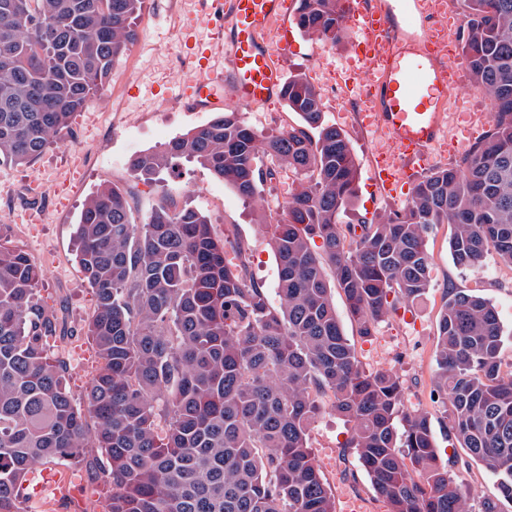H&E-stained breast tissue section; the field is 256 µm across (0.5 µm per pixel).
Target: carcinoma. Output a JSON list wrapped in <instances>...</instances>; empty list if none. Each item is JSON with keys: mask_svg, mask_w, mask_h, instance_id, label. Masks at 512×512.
<instances>
[{"mask_svg": "<svg viewBox=\"0 0 512 512\" xmlns=\"http://www.w3.org/2000/svg\"><path fill=\"white\" fill-rule=\"evenodd\" d=\"M347 0H299L297 25L337 44ZM145 0H0V167L58 143L100 97L138 38ZM463 59L490 102L491 125L462 160L437 167L406 207L340 224L360 175L347 134L324 120L321 92L289 73L283 100L300 124L260 130L220 112L162 148L131 158L152 181L182 158L241 198L277 170L299 175L264 220L280 304L250 275L246 249L209 217L161 204L138 222L131 192L103 184L75 229V261L96 297L80 328L98 365L80 397L67 385L58 319L37 297L42 269L0 235V512H35L21 488L51 460L106 473L103 512H336L309 442L322 396L354 425L351 448L388 512H472L426 415L405 407L391 370L369 371L344 334L326 269L358 334L375 336L397 305L430 285L428 235L451 227L454 264L493 252L512 268V0H456ZM273 166H256L258 155ZM232 249L234 260L227 259ZM495 306L455 288L439 313L433 393L448 435L499 476L512 502V372L501 371Z\"/></svg>", "mask_w": 512, "mask_h": 512, "instance_id": "1", "label": "carcinoma"}]
</instances>
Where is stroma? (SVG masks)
<instances>
[{
	"label": "stroma",
	"mask_w": 512,
	"mask_h": 512,
	"mask_svg": "<svg viewBox=\"0 0 512 512\" xmlns=\"http://www.w3.org/2000/svg\"><path fill=\"white\" fill-rule=\"evenodd\" d=\"M191 0H146L138 19L139 38L116 62L109 91L125 93L126 109L104 112L96 123L86 121L85 113H75L57 144L51 145L32 163L0 168V233L43 265L39 288L41 302L52 307L70 336L64 342L70 353L67 383L74 394H81L97 365L93 342L79 335L95 297L74 260V232L80 212L89 195L104 183L131 184L134 192L135 219H142L158 205L179 208L193 204L210 218L218 237L240 242L248 249L249 271L265 288L272 305H279L278 267L260 219L264 212H277L288 196L293 181L283 171L262 185L263 204L244 202L229 186L216 180L208 170L193 162H179L175 170L162 173L156 182H131L128 161L140 152L159 147L187 130L206 124L212 115L194 112L158 101L155 92L170 77L172 60L186 56L187 50L176 36L156 24V17L190 19ZM356 36L346 29L340 44L309 38L296 24L288 26L289 71H299L322 93H329L336 81V66L347 56L349 43ZM136 82L140 93L127 95L128 82ZM325 120L345 130L359 164L360 178L354 209L341 217L342 223L370 218L388 209L405 206L410 190L390 197L379 192L370 178L372 133L359 120L343 117L325 107ZM80 145L91 146L84 164L75 166L69 183L36 199L26 187L34 169L53 172L71 163V151ZM72 164V163H71ZM449 225H437L428 237L431 256L430 288L414 302L398 310L379 326L374 340L358 336L345 296L332 289L331 297L344 333L359 360L369 370L396 369L406 387L408 409L426 413L442 456L457 459L454 471L465 489L474 496L471 505L479 512L481 502L498 494V479L466 449L457 447L448 436L447 420L441 405L432 402L430 392L436 370L434 349L438 337V314L447 288L477 289L497 308L504 329L501 360L512 364V268L488 255L476 268H457L449 253ZM351 426L331 408H324L311 431L316 459L334 497H352L362 502L364 512H387L386 504L374 493L356 455L344 451L343 443ZM47 471L67 479L69 495L51 498L52 512H101L112 493V485L103 473H93L75 465L55 461Z\"/></svg>",
	"instance_id": "35a3bbf8"
}]
</instances>
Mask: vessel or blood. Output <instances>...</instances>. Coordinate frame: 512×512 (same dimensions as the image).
<instances>
[{
    "label": "vessel or blood",
    "mask_w": 512,
    "mask_h": 512,
    "mask_svg": "<svg viewBox=\"0 0 512 512\" xmlns=\"http://www.w3.org/2000/svg\"><path fill=\"white\" fill-rule=\"evenodd\" d=\"M429 0H410L395 14L388 0H350L348 21L358 32L350 67L338 84L359 88L366 102L359 117L383 138L372 179L385 193L408 170L432 163L430 150L447 132L446 115L456 111L463 91L459 56L440 57L431 34L417 35L420 18L439 25ZM287 0H223L212 42L189 50L193 74L171 104L191 103L200 112L223 108L232 89L239 106L257 109L281 96L289 65Z\"/></svg>",
    "instance_id": "1"
}]
</instances>
